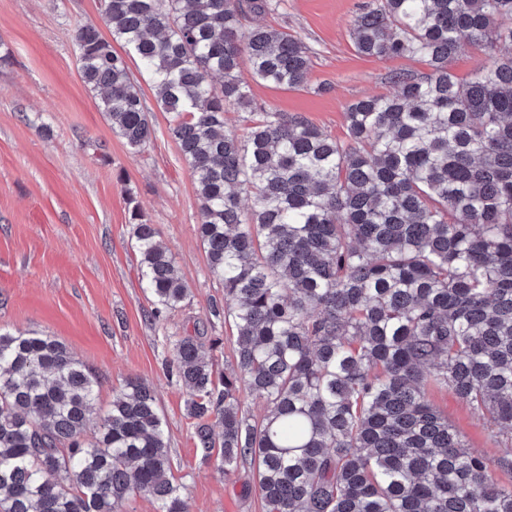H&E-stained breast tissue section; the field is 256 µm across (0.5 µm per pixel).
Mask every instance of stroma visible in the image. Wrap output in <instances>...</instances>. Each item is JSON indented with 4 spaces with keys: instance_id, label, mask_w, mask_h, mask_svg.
I'll return each mask as SVG.
<instances>
[{
    "instance_id": "35a3bbf8",
    "label": "stroma",
    "mask_w": 512,
    "mask_h": 512,
    "mask_svg": "<svg viewBox=\"0 0 512 512\" xmlns=\"http://www.w3.org/2000/svg\"><path fill=\"white\" fill-rule=\"evenodd\" d=\"M360 0H286L265 24L301 38L314 51L307 88L255 82L252 97L298 112L345 139L347 106L393 90L397 72L420 74L418 57L378 60L351 38ZM102 25L101 0H0V327L55 336L99 380L96 402L107 409L115 389L137 377L155 391L165 421L173 474L190 512H265L255 470L224 475L204 459L187 417V395L169 372L171 347L183 336L217 339L209 355L217 373L235 366L230 325L212 317L224 290L209 270L198 234L192 171L168 132L169 116L132 50L115 44L139 85L154 139L131 149L99 112L82 80L74 30ZM140 208L158 230L190 290L179 310L157 313L140 274L130 222ZM433 404L470 448L502 454L497 428L446 390Z\"/></svg>"
}]
</instances>
